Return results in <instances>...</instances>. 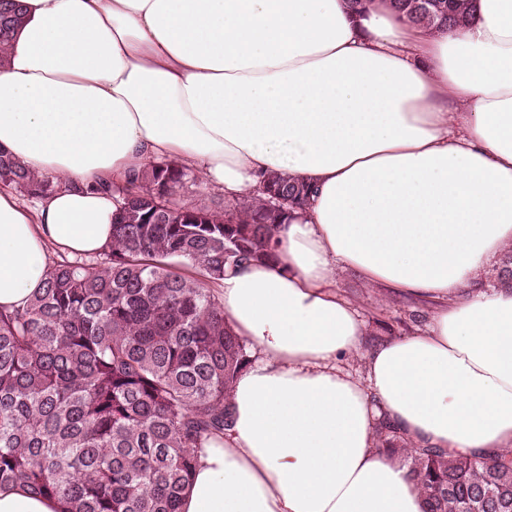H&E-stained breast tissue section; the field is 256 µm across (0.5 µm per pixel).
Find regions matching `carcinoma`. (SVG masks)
Returning <instances> with one entry per match:
<instances>
[{"label":"carcinoma","instance_id":"carcinoma-1","mask_svg":"<svg viewBox=\"0 0 512 512\" xmlns=\"http://www.w3.org/2000/svg\"><path fill=\"white\" fill-rule=\"evenodd\" d=\"M429 29L466 21L474 0H390ZM22 23L0 0V63ZM198 176L153 162L112 192V242L98 259L55 263L27 306L0 312V487L23 484L64 512H178L197 449L228 426L250 364L214 288L277 260L278 233L310 186L273 172L258 193L186 196ZM0 184L44 199L60 182L0 151ZM286 194L288 214L267 207ZM512 289V247L492 275ZM376 444L409 463L426 512H512V451L475 459L417 447L383 421Z\"/></svg>","mask_w":512,"mask_h":512}]
</instances>
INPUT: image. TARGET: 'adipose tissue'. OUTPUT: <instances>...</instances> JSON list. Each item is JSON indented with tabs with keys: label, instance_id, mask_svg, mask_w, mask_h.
Listing matches in <instances>:
<instances>
[{
	"label": "adipose tissue",
	"instance_id": "1",
	"mask_svg": "<svg viewBox=\"0 0 512 512\" xmlns=\"http://www.w3.org/2000/svg\"><path fill=\"white\" fill-rule=\"evenodd\" d=\"M0 65V150L61 179L0 189V310L42 287L50 247L112 240L98 190L178 158L231 204L269 173L314 189L278 260L217 288L262 358L236 379L179 512H426L379 419L424 446L512 448V290L477 289L512 245V0L428 30L389 0H21ZM438 301L423 332L363 350L337 269ZM366 355V381L336 360ZM22 485L0 512H61Z\"/></svg>",
	"mask_w": 512,
	"mask_h": 512
}]
</instances>
